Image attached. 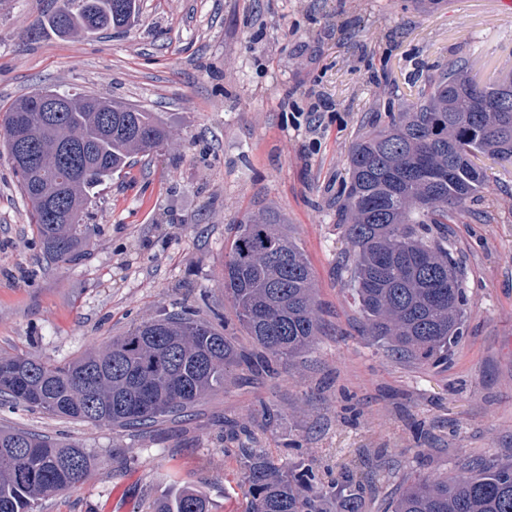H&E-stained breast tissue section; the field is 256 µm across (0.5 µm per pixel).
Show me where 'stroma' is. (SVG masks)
<instances>
[{
	"instance_id": "obj_1",
	"label": "stroma",
	"mask_w": 512,
	"mask_h": 512,
	"mask_svg": "<svg viewBox=\"0 0 512 512\" xmlns=\"http://www.w3.org/2000/svg\"><path fill=\"white\" fill-rule=\"evenodd\" d=\"M59 4L0 0V108L43 86L92 93L152 109L167 139L102 186L90 244L70 263L44 257L0 151V355L63 364L183 305L222 315L248 347L224 253L236 224L265 208L305 250L324 331L276 378L232 366L192 416L148 433L0 406V427L75 441L96 459L40 512H146L176 486L204 490L210 512H242L228 420L279 465H313L325 484L351 472L364 512H382L410 474L512 460V165L479 158L486 187L451 227L470 302L447 365L404 363L360 336L336 272V196L357 133L452 59L481 81L512 75V5L140 0L135 25L83 38L41 29Z\"/></svg>"
}]
</instances>
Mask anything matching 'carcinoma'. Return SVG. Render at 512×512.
<instances>
[{
    "label": "carcinoma",
    "instance_id": "cac0c4a2",
    "mask_svg": "<svg viewBox=\"0 0 512 512\" xmlns=\"http://www.w3.org/2000/svg\"><path fill=\"white\" fill-rule=\"evenodd\" d=\"M137 0H62L43 25L92 36L128 26ZM512 78L481 84L468 61L455 59L425 80L411 102L380 116L353 141L336 209L345 247L338 265L359 312V332L410 364L440 367L465 333L467 266L449 225L484 189L474 159L512 160ZM63 99L60 112L26 113L34 163L16 170L21 194L45 254L75 261L87 247L86 219L98 188L159 149L166 131L150 110L87 93L42 87L13 101ZM13 120L0 122V146L15 152ZM224 292L256 351L236 352L213 323L187 309L141 323L64 364L0 356V405H26L79 421L145 432L192 415L224 387L227 368L260 370L299 356L321 328L310 263L274 213L236 227L224 259ZM244 512H362L352 478L328 491L314 486L307 465L294 472L261 448L242 453ZM94 459L76 443L0 428V512H37L46 497L76 490ZM469 475H410L385 512H512V462H466ZM150 512H209L201 491L187 488L156 500Z\"/></svg>",
    "mask_w": 512,
    "mask_h": 512
}]
</instances>
